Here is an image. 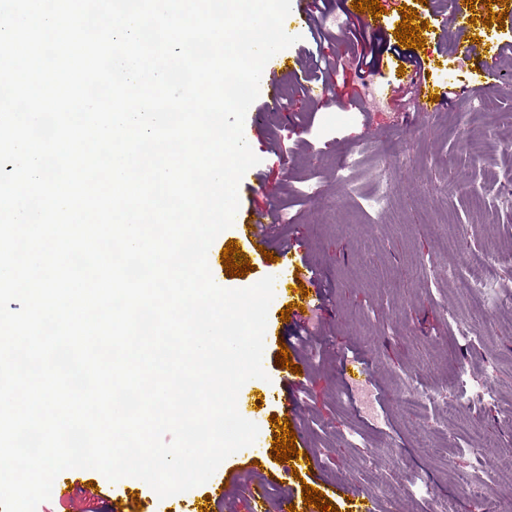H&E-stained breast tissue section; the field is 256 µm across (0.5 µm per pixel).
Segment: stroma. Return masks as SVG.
I'll use <instances>...</instances> for the list:
<instances>
[{
    "label": "stroma",
    "instance_id": "1",
    "mask_svg": "<svg viewBox=\"0 0 512 512\" xmlns=\"http://www.w3.org/2000/svg\"><path fill=\"white\" fill-rule=\"evenodd\" d=\"M381 3L386 34L404 6L426 21L427 80L452 96L425 118L408 107L363 110L364 84L347 62L373 47L369 37L306 30L283 51L302 65L275 69L284 104L252 140L261 162L241 181L243 203L280 214L270 247L296 252L312 272L305 288L320 289L324 306L300 311L294 288L269 307L268 377L246 383L262 456L228 457L210 483L165 499L142 480L90 469L91 493L51 494L36 512H110L138 496L153 512H188L214 483L225 496L211 512H247L235 483L245 471L268 480L270 501L301 499L310 484L339 512L361 495L376 498L377 512H438L448 500L456 512H497L512 499V483L490 495L460 491L471 470L512 457V93L480 87L458 50L472 37L512 43V0H477L462 32L443 28L444 10L423 0ZM491 12L505 13L504 24L485 26ZM318 58L343 67L316 78ZM476 275L490 292L472 288ZM304 326L317 333L296 353L305 380L294 432L310 463L295 475L273 459L272 418L286 374L279 339ZM409 390L421 403L414 413L403 404ZM448 444L449 457L440 452Z\"/></svg>",
    "mask_w": 512,
    "mask_h": 512
}]
</instances>
